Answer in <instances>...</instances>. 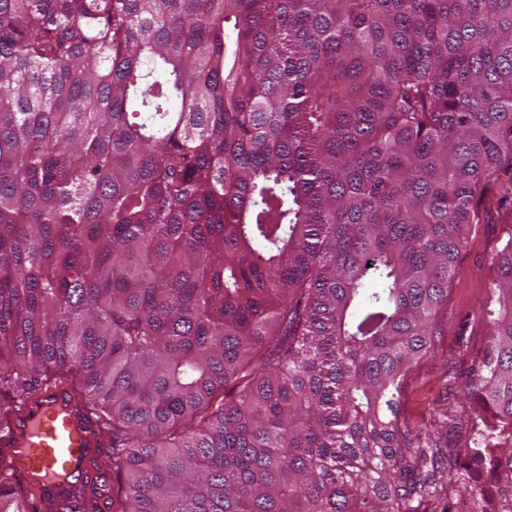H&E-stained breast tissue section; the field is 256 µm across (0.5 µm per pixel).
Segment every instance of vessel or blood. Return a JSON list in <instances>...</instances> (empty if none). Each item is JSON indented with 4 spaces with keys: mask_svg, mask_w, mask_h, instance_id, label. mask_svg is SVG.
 <instances>
[{
    "mask_svg": "<svg viewBox=\"0 0 512 512\" xmlns=\"http://www.w3.org/2000/svg\"><path fill=\"white\" fill-rule=\"evenodd\" d=\"M100 442L83 403L73 391L57 388L23 402L0 449L16 456L36 485L61 494L84 479Z\"/></svg>",
    "mask_w": 512,
    "mask_h": 512,
    "instance_id": "obj_1",
    "label": "vessel or blood"
}]
</instances>
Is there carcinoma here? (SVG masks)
<instances>
[{"instance_id": "carcinoma-1", "label": "carcinoma", "mask_w": 512, "mask_h": 512, "mask_svg": "<svg viewBox=\"0 0 512 512\" xmlns=\"http://www.w3.org/2000/svg\"><path fill=\"white\" fill-rule=\"evenodd\" d=\"M494 183L512 0H0V433L71 387L114 512H512V239L466 442L401 410Z\"/></svg>"}]
</instances>
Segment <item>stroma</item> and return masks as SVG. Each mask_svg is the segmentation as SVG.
<instances>
[{"mask_svg": "<svg viewBox=\"0 0 512 512\" xmlns=\"http://www.w3.org/2000/svg\"><path fill=\"white\" fill-rule=\"evenodd\" d=\"M512 238V199L493 196L473 225L448 288V304L434 327L430 352L412 369L407 380L403 409L413 431L457 443L447 434L441 414L459 409L465 400L452 393L451 385L463 383V373L473 357L484 349L488 329L483 319L494 307L491 284L497 276L494 257Z\"/></svg>", "mask_w": 512, "mask_h": 512, "instance_id": "obj_1", "label": "stroma"}]
</instances>
